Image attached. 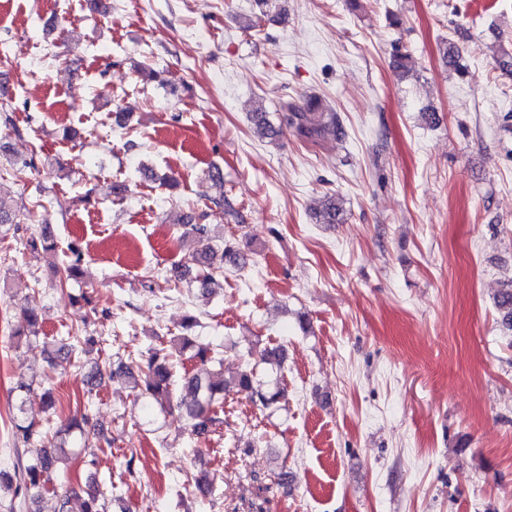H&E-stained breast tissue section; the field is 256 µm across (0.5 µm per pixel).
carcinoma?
Returning <instances> with one entry per match:
<instances>
[{
    "mask_svg": "<svg viewBox=\"0 0 512 512\" xmlns=\"http://www.w3.org/2000/svg\"><path fill=\"white\" fill-rule=\"evenodd\" d=\"M254 133L260 140L275 142L290 130L293 134L307 141H325L328 139L339 140L345 136V131L335 112H324L317 100H311L304 105L293 102H285L281 105L278 123L274 124L267 118L263 105H258L253 112ZM343 212L341 200L334 195H328L323 200L318 212L319 223L334 224ZM32 212L20 211L10 207L0 199V224H26L31 221ZM186 238H192L196 248L188 251L183 267L196 268V282L202 291L210 290L214 284L215 275L219 268L215 262L238 263L244 260V254L230 243H223L216 247L213 244L211 228L208 224H190L184 234ZM31 250L38 247L53 248L56 243L51 235L49 225L45 224L38 235H33L28 240ZM82 251L76 246L70 247L68 263L60 271L59 286L65 287L69 282L77 278L80 273ZM494 302L501 316V324L512 331V279L503 282L494 296ZM285 353L281 347L266 348L260 353V362L271 367L279 368L284 361ZM117 373L133 379L140 385L144 394L152 399L154 406L165 412L169 405L170 386L172 385V371L167 361V354L157 349L151 353L146 364L132 368L121 364L117 367ZM238 390L246 395L248 400L262 408H270L281 403L285 397L284 389L280 387L269 388L254 378L253 370L245 367L238 373L235 379ZM227 381L221 371L209 372L207 377L199 374L183 377L181 388L185 396L189 398L186 406L187 416L191 422V430L196 436L206 435L212 428L224 422L221 414L224 413V391ZM70 452L63 443L53 442L46 449L45 454L37 462L21 467L20 470L10 476L0 475V487H10L13 480L19 483L27 491L39 492L50 481L51 472L57 461L68 458ZM86 500L83 502L81 512H104V493L97 483L90 482L84 490Z\"/></svg>",
    "mask_w": 512,
    "mask_h": 512,
    "instance_id": "1",
    "label": "carcinoma"
}]
</instances>
